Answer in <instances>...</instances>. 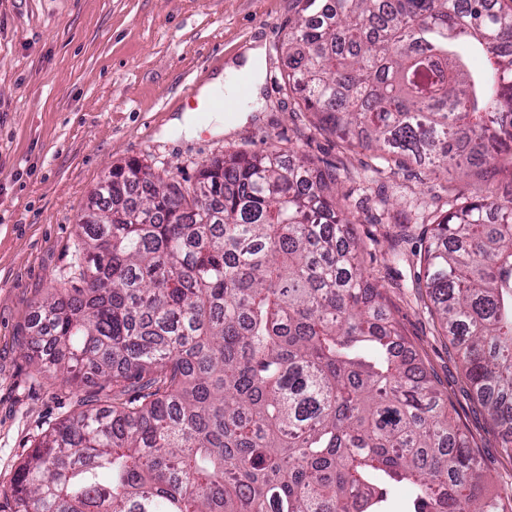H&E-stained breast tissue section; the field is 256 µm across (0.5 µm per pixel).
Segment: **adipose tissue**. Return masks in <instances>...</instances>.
Listing matches in <instances>:
<instances>
[{"label": "adipose tissue", "instance_id": "ef3b65f1", "mask_svg": "<svg viewBox=\"0 0 512 512\" xmlns=\"http://www.w3.org/2000/svg\"><path fill=\"white\" fill-rule=\"evenodd\" d=\"M265 47L253 43L244 55L228 64L203 84L197 97L199 101L213 103L236 94L240 82H249L252 91H259L263 81Z\"/></svg>", "mask_w": 512, "mask_h": 512}]
</instances>
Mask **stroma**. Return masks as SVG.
<instances>
[{
    "instance_id": "35a3bbf8",
    "label": "stroma",
    "mask_w": 512,
    "mask_h": 512,
    "mask_svg": "<svg viewBox=\"0 0 512 512\" xmlns=\"http://www.w3.org/2000/svg\"><path fill=\"white\" fill-rule=\"evenodd\" d=\"M293 14V0H0V512L14 510L19 463L88 391L36 374L24 353L38 301L71 265L92 191L131 160L192 181L211 160L271 149L340 173L370 277L447 391L487 491L512 487L500 430L474 400L419 286L425 227L454 206L448 184L410 162L375 172L370 152L315 129L282 79L278 47ZM257 40L266 46L258 110L226 134L203 120L193 139L161 137L194 107L198 87ZM400 237L403 261L391 249Z\"/></svg>"
}]
</instances>
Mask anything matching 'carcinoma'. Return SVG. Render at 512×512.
Here are the masks:
<instances>
[{"label": "carcinoma", "instance_id": "carcinoma-1", "mask_svg": "<svg viewBox=\"0 0 512 512\" xmlns=\"http://www.w3.org/2000/svg\"><path fill=\"white\" fill-rule=\"evenodd\" d=\"M288 90L318 125L437 177L512 168V0H294ZM339 175L235 153L186 184L101 180L25 348L95 390L17 468L14 512H512L404 355ZM423 288L512 459V199L427 228Z\"/></svg>", "mask_w": 512, "mask_h": 512}]
</instances>
